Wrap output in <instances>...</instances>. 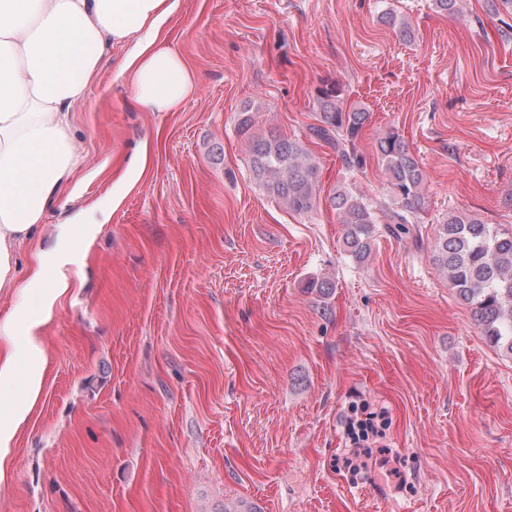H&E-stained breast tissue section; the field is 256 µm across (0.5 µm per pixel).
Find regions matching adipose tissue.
<instances>
[{
  "mask_svg": "<svg viewBox=\"0 0 512 512\" xmlns=\"http://www.w3.org/2000/svg\"><path fill=\"white\" fill-rule=\"evenodd\" d=\"M180 0H0V291L20 301L0 321V485L45 387L44 330L73 283L70 257L38 251L25 278L15 252L38 232L61 187L80 181L85 156L74 112L108 47L126 49L117 76L150 112L195 95L190 61L158 46Z\"/></svg>",
  "mask_w": 512,
  "mask_h": 512,
  "instance_id": "1",
  "label": "adipose tissue"
}]
</instances>
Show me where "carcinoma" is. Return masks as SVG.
I'll return each mask as SVG.
<instances>
[{"label":"carcinoma","mask_w":512,"mask_h":512,"mask_svg":"<svg viewBox=\"0 0 512 512\" xmlns=\"http://www.w3.org/2000/svg\"><path fill=\"white\" fill-rule=\"evenodd\" d=\"M488 11L497 17L501 42H512V0H488ZM401 40L412 37V28L392 13L382 16ZM317 123L305 137L317 140L336 153L342 178L329 204L343 225L344 246L358 263L372 252L379 224L396 238L424 242L418 218L426 208L425 174L418 158L399 134L377 136L378 155L388 183L387 198L370 200L352 182L366 168L367 159L357 146L369 114L345 109L335 87L319 90ZM250 176L266 194L297 214L317 208L319 166L300 138L258 137L252 141ZM433 263L446 275L448 285L469 305L481 331L494 346L512 354V228L489 224L476 213L451 212L438 224Z\"/></svg>","instance_id":"cac0c4a2"}]
</instances>
